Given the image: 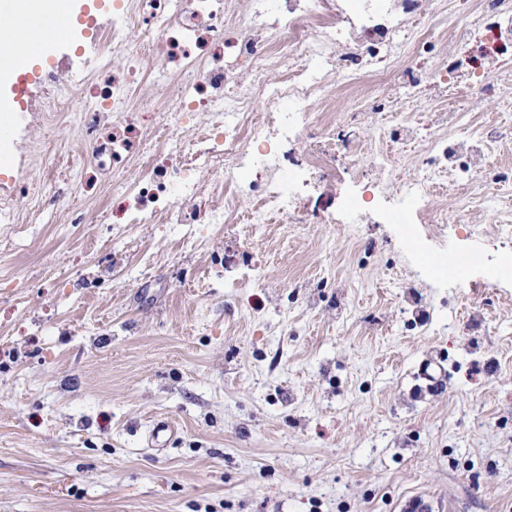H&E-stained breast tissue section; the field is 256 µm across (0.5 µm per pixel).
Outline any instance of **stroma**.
<instances>
[{
	"instance_id": "stroma-1",
	"label": "stroma",
	"mask_w": 512,
	"mask_h": 512,
	"mask_svg": "<svg viewBox=\"0 0 512 512\" xmlns=\"http://www.w3.org/2000/svg\"><path fill=\"white\" fill-rule=\"evenodd\" d=\"M417 0L423 46L407 62L431 79L389 112L395 76L337 86L316 127L281 146L308 162L326 128L357 164L325 157L304 188L305 224H210L228 190L215 170L178 203L187 224H115L100 135L74 113L29 128L0 168L20 224L0 223V512H512V235L471 203L474 237L388 224L439 112L503 128L493 160L512 169V111L500 80L454 64L486 40L478 16L448 24ZM41 55L9 68L43 72ZM416 140L384 195L379 156L400 128ZM364 202L362 222L347 210ZM476 255L465 284L432 277L430 256ZM160 423L172 433L153 438Z\"/></svg>"
}]
</instances>
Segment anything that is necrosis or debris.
<instances>
[{
    "label": "necrosis or debris",
    "instance_id": "necrosis-or-debris-1",
    "mask_svg": "<svg viewBox=\"0 0 512 512\" xmlns=\"http://www.w3.org/2000/svg\"><path fill=\"white\" fill-rule=\"evenodd\" d=\"M228 17L234 20L230 29L224 26ZM507 25L512 26V0H489L482 26L494 42L483 56L485 74L512 73V44L501 37ZM408 30V18L394 14L392 0H249L241 15L235 0H115L111 19L95 27L80 50L81 71L73 72L65 55L49 72L30 122L68 111L75 96L81 114L111 113L113 132L93 150L97 167L110 173L126 149L122 129L131 123L133 102L163 114L140 142L148 163L138 183L113 175V194L126 198L124 223H186L175 204L193 197L199 181L195 171L180 175L172 164L191 146L198 169L220 161L231 189L211 223H224L237 201L248 200L247 223L272 224L286 216L303 224L307 218L296 193L301 175L282 167L276 143L309 123L314 107L326 106L337 83L387 73L407 52ZM147 55L158 58V69L143 68ZM258 97L267 115L245 130L244 115ZM197 112L208 113V133L188 144L174 138V125L188 124ZM497 138L490 129L452 150L434 140L429 164L406 182L389 223H408L410 205L429 199L448 175L461 189L491 179L511 185L512 175L492 163ZM457 150L471 157L467 168L456 167ZM258 169L266 174L260 187L249 178Z\"/></svg>",
    "mask_w": 512,
    "mask_h": 512
}]
</instances>
